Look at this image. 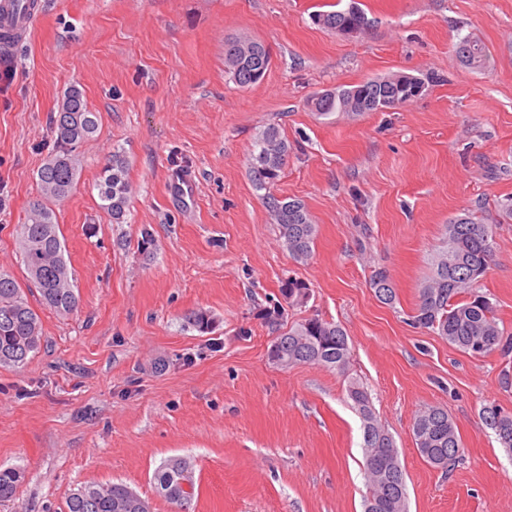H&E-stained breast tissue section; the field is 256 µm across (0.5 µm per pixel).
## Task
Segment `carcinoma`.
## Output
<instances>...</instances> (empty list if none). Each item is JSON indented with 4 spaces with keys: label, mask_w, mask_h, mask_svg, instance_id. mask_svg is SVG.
<instances>
[{
    "label": "carcinoma",
    "mask_w": 512,
    "mask_h": 512,
    "mask_svg": "<svg viewBox=\"0 0 512 512\" xmlns=\"http://www.w3.org/2000/svg\"><path fill=\"white\" fill-rule=\"evenodd\" d=\"M316 25L338 35L351 28L365 26L364 13L344 10L319 11L313 15ZM239 40L224 42L225 72L241 87L260 81L252 72L264 75L271 64V54L261 42L259 53L245 66L230 63L236 56ZM460 61L470 69H482L489 55L481 41L464 37L455 45ZM342 96L313 104L322 115L351 111V101L358 98H385L392 106L409 99L383 79H370L339 88ZM55 133L53 149L37 170L40 199L26 209L20 224L21 262L37 289L41 304L60 314L74 311L79 302L64 257L65 246L59 237V224L51 204L71 194L80 168L78 149L98 131L99 115L89 109L82 91L67 89L53 113ZM288 155V142L275 126L267 127L255 143L251 157V178L259 190L269 189L279 179ZM99 207L112 223H125L130 185L127 160L119 150L112 151L97 183ZM266 207L277 224L280 238L295 260H305L312 253L315 225L305 205L297 199H281L267 192ZM493 253V230L463 214L446 225L445 235L436 249L434 272L421 288L419 303L411 316L417 328L428 329L460 351L485 356L495 351L501 356L512 354V336L504 335L495 306L481 292L480 282L486 275ZM376 297L392 305L397 299L394 285L386 271L378 269L371 279ZM280 294L286 304L307 302L309 288L293 277L282 281ZM186 323L200 332L211 328L209 313L197 310L185 315ZM42 322L37 311L23 296L14 277L0 271V365L22 367L40 349ZM272 348L284 368L296 365H319L338 372L346 369L350 356L347 336L341 327L317 316L303 319L288 328L274 341ZM348 397L364 422V477L368 496L364 512H406L407 486L392 435L376 420L370 397L362 384L348 382ZM482 417L494 431L497 441L512 450V413L495 403L482 408ZM413 436L422 458L431 466L446 468L462 451L461 440L448 412L439 407L420 410L413 421ZM370 448H385L393 463L392 473L377 477L370 459ZM194 474L193 464L183 457L166 459L155 473L160 495L181 507L191 499L182 495L180 480ZM23 478L15 467L0 468V502L12 499ZM65 512H151L150 502L121 483H89L74 489L67 497Z\"/></svg>",
    "instance_id": "carcinoma-1"
}]
</instances>
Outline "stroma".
<instances>
[{"label":"stroma","instance_id":"35a3bbf8","mask_svg":"<svg viewBox=\"0 0 512 512\" xmlns=\"http://www.w3.org/2000/svg\"><path fill=\"white\" fill-rule=\"evenodd\" d=\"M41 17L0 70V270L25 282L17 231L38 197L36 172L53 145L50 118L80 88L100 116L80 150L71 195L54 211L79 304L41 310L39 352L0 367V466L24 470L0 512H63L86 482L123 483L152 512H363V425L348 378L368 388L393 436L408 512H512V455L484 422V405L512 412V361L479 358L409 317L433 274L450 219L494 232L482 290L512 333V0H43ZM361 8L354 38L312 21L333 5ZM480 39L481 71L455 44ZM229 38L271 52L264 79L224 72ZM427 79L422 96L383 112L319 114V94L396 73ZM278 125L288 158L272 193L304 203L311 256L294 260L253 185L250 155ZM128 161V221L112 223L96 183L113 150ZM195 199L173 195L181 173ZM150 231V252L139 247ZM385 269L397 293L370 286ZM312 315L346 332L345 373L282 368L261 308L282 280ZM209 332L188 327L194 310ZM447 410L463 446L442 470L419 454L417 412ZM195 464L198 490L181 508L156 490L163 461ZM371 288L376 297L385 304L392 305L397 299L394 285L385 270L378 269L371 279ZM280 294L288 305L304 304L309 298V288L303 281L288 277L281 283Z\"/></svg>","mask_w":512,"mask_h":512}]
</instances>
